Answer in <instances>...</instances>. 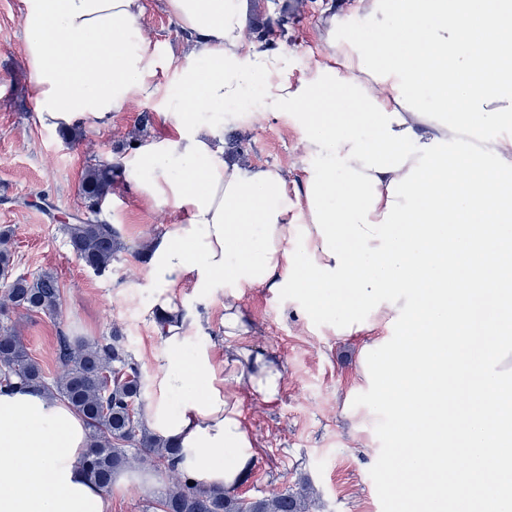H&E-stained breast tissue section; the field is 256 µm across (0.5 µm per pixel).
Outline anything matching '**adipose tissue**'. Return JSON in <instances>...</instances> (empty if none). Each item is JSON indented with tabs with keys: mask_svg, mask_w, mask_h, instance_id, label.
<instances>
[{
	"mask_svg": "<svg viewBox=\"0 0 512 512\" xmlns=\"http://www.w3.org/2000/svg\"><path fill=\"white\" fill-rule=\"evenodd\" d=\"M22 4L27 90L43 127L103 129L131 104H165L167 66L142 31L145 0ZM162 8L186 35L174 67L184 103L157 112L162 134L112 158L128 191L180 217L148 251L156 297L146 316L164 326L143 420L180 447L178 467L196 485L235 489L255 457L236 390L275 401L281 366L239 344L223 358L204 348L185 363V331L207 320L220 290L225 338L247 334L241 297L280 283L295 225L311 229L310 171L300 160L317 147L301 139L298 161L258 164L232 153L223 128L197 115L254 84L270 97L317 73L288 71L285 45L258 48L250 0H162ZM319 32L324 65L398 111L418 142L468 140L512 162V0H352L346 15L324 10ZM306 246L319 265H333L321 234L311 229ZM183 292L199 312L178 303ZM87 447L86 423L67 402L33 387L0 388V512H111L84 471Z\"/></svg>",
	"mask_w": 512,
	"mask_h": 512,
	"instance_id": "ef3b65f1",
	"label": "adipose tissue"
}]
</instances>
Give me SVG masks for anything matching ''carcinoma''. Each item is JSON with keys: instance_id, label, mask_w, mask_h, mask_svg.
<instances>
[{"instance_id": "obj_1", "label": "carcinoma", "mask_w": 512, "mask_h": 512, "mask_svg": "<svg viewBox=\"0 0 512 512\" xmlns=\"http://www.w3.org/2000/svg\"><path fill=\"white\" fill-rule=\"evenodd\" d=\"M116 166L98 160L85 169L80 192L97 212L112 194ZM75 258L102 275L125 249L120 232L105 220L78 216L62 223ZM11 236L0 232V314L21 308L32 314L58 313L61 288L49 273L17 274ZM56 359L60 372L45 376L15 328L0 326V386H36L53 398L68 402L85 419L89 448L83 465L88 479L105 490L112 477L137 465L176 476L152 503L153 512H312L316 491L304 480L295 488L246 499L233 490L188 485L189 478L175 465L179 449L150 431L141 417L143 380L140 367L114 328L100 339L87 340L60 333Z\"/></svg>"}]
</instances>
